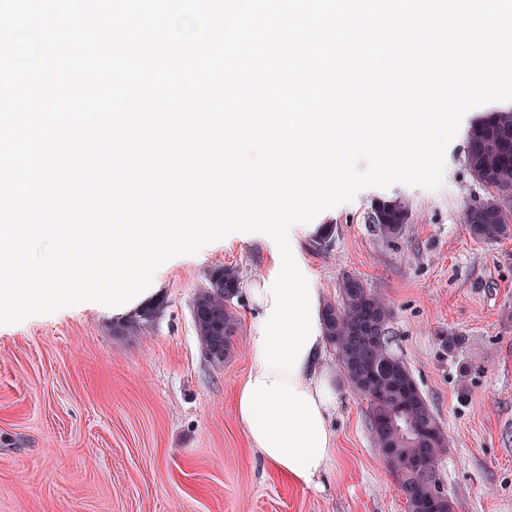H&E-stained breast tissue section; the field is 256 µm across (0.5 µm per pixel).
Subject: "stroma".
<instances>
[{
  "label": "stroma",
  "mask_w": 512,
  "mask_h": 512,
  "mask_svg": "<svg viewBox=\"0 0 512 512\" xmlns=\"http://www.w3.org/2000/svg\"><path fill=\"white\" fill-rule=\"evenodd\" d=\"M510 110L491 102L464 115L441 188L363 189L316 216L333 226L330 244L303 242L323 300L349 274L388 303L392 350L447 436L439 475L455 512H512V238L477 240L463 222L487 195L465 163V130ZM382 198L411 212L392 241L369 222ZM266 258L263 239L232 238L168 260L150 295L162 310L131 338L117 333L125 316L96 302L0 325V512H407L334 351L324 364L336 377V452L319 487L293 485L246 441L233 399L252 366L250 300L233 301L239 341L221 365L191 310L212 268L247 280ZM449 331L465 338L453 352Z\"/></svg>",
  "instance_id": "1"
}]
</instances>
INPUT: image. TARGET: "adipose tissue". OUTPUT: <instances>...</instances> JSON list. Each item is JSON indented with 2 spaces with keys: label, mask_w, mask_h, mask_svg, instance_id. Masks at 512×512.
<instances>
[{
  "label": "adipose tissue",
  "mask_w": 512,
  "mask_h": 512,
  "mask_svg": "<svg viewBox=\"0 0 512 512\" xmlns=\"http://www.w3.org/2000/svg\"><path fill=\"white\" fill-rule=\"evenodd\" d=\"M324 336L308 349L297 375L265 372L254 361L235 396L239 425L250 446L279 473L313 487L334 454L329 417L336 405L334 376L320 359Z\"/></svg>",
  "instance_id": "obj_1"
}]
</instances>
